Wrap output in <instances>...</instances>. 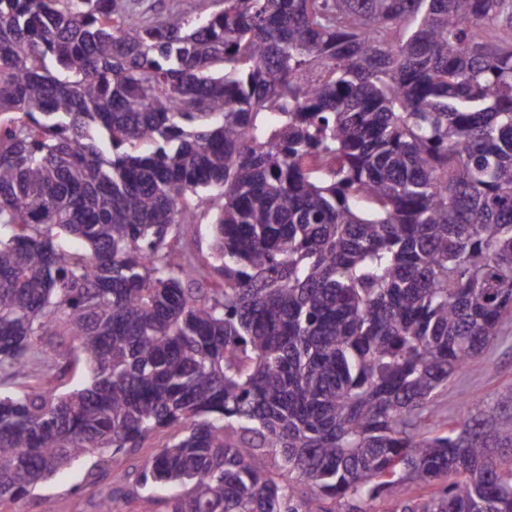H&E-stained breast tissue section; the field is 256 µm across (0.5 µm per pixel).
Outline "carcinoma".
<instances>
[{
    "label": "carcinoma",
    "mask_w": 512,
    "mask_h": 512,
    "mask_svg": "<svg viewBox=\"0 0 512 512\" xmlns=\"http://www.w3.org/2000/svg\"><path fill=\"white\" fill-rule=\"evenodd\" d=\"M507 319L512 0H0V501L177 427L164 512H512ZM497 345L467 364L448 384V422L460 417L464 407L475 400H491L512 388V320Z\"/></svg>",
    "instance_id": "cac0c4a2"
}]
</instances>
